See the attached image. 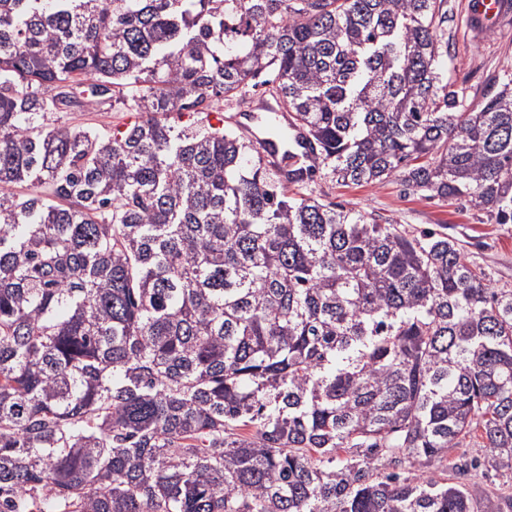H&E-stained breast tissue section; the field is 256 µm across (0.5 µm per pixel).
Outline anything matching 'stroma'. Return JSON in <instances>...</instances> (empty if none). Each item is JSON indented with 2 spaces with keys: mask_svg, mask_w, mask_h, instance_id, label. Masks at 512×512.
Returning <instances> with one entry per match:
<instances>
[{
  "mask_svg": "<svg viewBox=\"0 0 512 512\" xmlns=\"http://www.w3.org/2000/svg\"><path fill=\"white\" fill-rule=\"evenodd\" d=\"M469 0H448V87L481 101L495 79L512 76V25L475 34ZM313 188L327 198L372 214L379 223L401 225L411 234L437 230L457 239L469 261L480 264L494 285L512 288V224H496L469 205L405 193L399 179L381 185H345L316 177ZM484 450L472 442L450 449L445 477L465 486L472 512H512V471L482 464Z\"/></svg>",
  "mask_w": 512,
  "mask_h": 512,
  "instance_id": "obj_1",
  "label": "stroma"
}]
</instances>
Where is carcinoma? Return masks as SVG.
<instances>
[{"instance_id": "carcinoma-1", "label": "carcinoma", "mask_w": 512, "mask_h": 512, "mask_svg": "<svg viewBox=\"0 0 512 512\" xmlns=\"http://www.w3.org/2000/svg\"><path fill=\"white\" fill-rule=\"evenodd\" d=\"M446 2L0 0V512H471L448 449L512 468V288L307 190L512 224V79L448 90ZM266 72L284 175L209 122ZM59 124L69 126L92 125L103 131L110 130L114 125L130 120L126 112L113 110L112 112H84L60 114Z\"/></svg>"}]
</instances>
